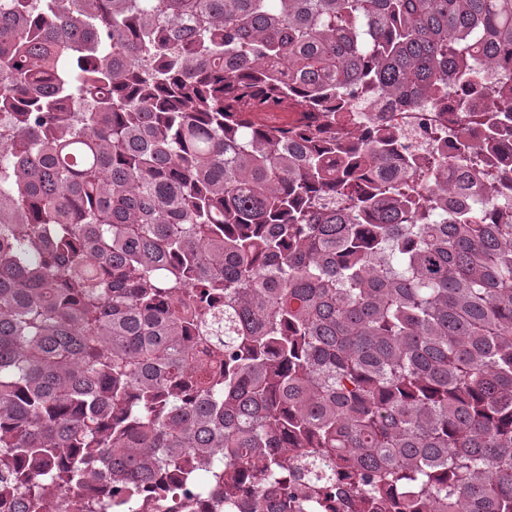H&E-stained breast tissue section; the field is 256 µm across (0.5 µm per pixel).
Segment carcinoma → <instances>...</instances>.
I'll use <instances>...</instances> for the list:
<instances>
[{
    "label": "carcinoma",
    "instance_id": "obj_1",
    "mask_svg": "<svg viewBox=\"0 0 512 512\" xmlns=\"http://www.w3.org/2000/svg\"><path fill=\"white\" fill-rule=\"evenodd\" d=\"M451 83L512 0H0V512H512V108L452 174L261 120Z\"/></svg>",
    "mask_w": 512,
    "mask_h": 512
}]
</instances>
